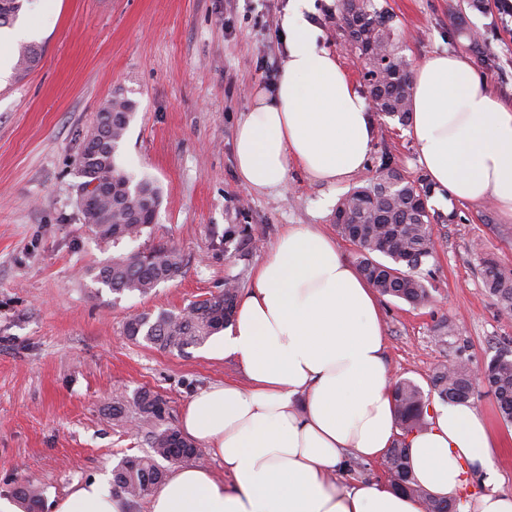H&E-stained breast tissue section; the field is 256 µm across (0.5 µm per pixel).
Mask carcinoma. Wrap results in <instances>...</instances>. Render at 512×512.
<instances>
[{
    "label": "carcinoma",
    "instance_id": "obj_1",
    "mask_svg": "<svg viewBox=\"0 0 512 512\" xmlns=\"http://www.w3.org/2000/svg\"><path fill=\"white\" fill-rule=\"evenodd\" d=\"M24 0H0V28L13 24L23 10ZM339 22L351 48L363 62L364 91L372 98L376 111L405 126L410 120L412 82L409 66L402 55L401 35L393 24V15L375 0H338ZM454 36H464L468 47L480 48L477 32L463 13L449 17ZM40 59V49L28 44L18 49L15 69L31 70ZM135 103L119 94L96 114L94 146L83 143L78 157L83 185L93 182L106 187L93 206L81 209L84 223L101 239L117 245L140 236L153 223L159 205L160 188L150 179L136 178L119 161L118 149L131 123ZM431 187L421 179L411 180L397 167L392 157L381 159L378 176L366 186L353 189L339 199L337 209L344 212L339 225L344 237L360 231L355 243L358 267L383 296L418 307L431 301L422 276V266L433 257L434 242L430 225L435 221L427 207ZM182 257L172 249L159 248L150 262L138 252L120 254L88 271L92 281L109 288L116 297L125 294L146 295L163 280H171L182 269ZM484 284L499 312L512 317V273L502 270L492 259L484 260ZM238 288L234 285L190 304L182 314L161 311L130 318L125 333L132 340H143L163 350L183 353L204 345L212 336L233 322ZM471 361L456 357L453 367L440 365L430 377L428 390L408 379L394 382L397 425L402 434L424 429L431 394L444 402L475 403L471 391ZM487 393L497 404L502 420L512 424V351L497 353L487 362ZM134 404L142 418L154 425L146 441L150 455L122 458L112 470V488L129 502L150 495L165 479L157 458L179 456L199 459L195 442L180 435L172 425H163L169 411L164 399L149 390H141ZM388 481L397 489L423 500L426 512H452L453 503L433 497L413 481L408 470L406 444L400 440L386 457ZM15 496L31 512L40 508L42 492L19 485Z\"/></svg>",
    "mask_w": 512,
    "mask_h": 512
}]
</instances>
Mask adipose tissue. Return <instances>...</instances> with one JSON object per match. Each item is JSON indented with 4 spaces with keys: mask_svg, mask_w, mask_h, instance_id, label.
Wrapping results in <instances>:
<instances>
[{
    "mask_svg": "<svg viewBox=\"0 0 512 512\" xmlns=\"http://www.w3.org/2000/svg\"><path fill=\"white\" fill-rule=\"evenodd\" d=\"M309 0H290L281 20L288 59L275 84L257 89L237 124V175L248 189L283 188L292 167L335 185L367 162L376 120L336 55L318 44ZM409 134L437 194L494 201L512 219V104L473 73L466 57L436 53L412 76ZM378 295L335 241L288 226L238 299L233 324L212 347L234 358L246 386L227 381L194 394L181 430L223 472L186 464L150 496L146 512H425L388 483L346 484L337 472L357 456L376 460L397 428ZM408 434L410 471L439 498L484 481L464 512H512V492L487 474L498 440L473 405L434 406ZM232 485H225V478ZM52 512H128L105 480L77 482Z\"/></svg>",
    "mask_w": 512,
    "mask_h": 512,
    "instance_id": "ef3b65f1",
    "label": "adipose tissue"
}]
</instances>
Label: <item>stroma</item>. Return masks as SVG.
<instances>
[{
    "instance_id": "35a3bbf8",
    "label": "stroma",
    "mask_w": 512,
    "mask_h": 512,
    "mask_svg": "<svg viewBox=\"0 0 512 512\" xmlns=\"http://www.w3.org/2000/svg\"><path fill=\"white\" fill-rule=\"evenodd\" d=\"M338 0H310L308 15L323 47L353 81L361 61L335 20ZM410 34L403 50L412 66L436 52L465 54L474 72L512 102V18L496 0L484 12L466 0H379ZM465 8L486 37L485 53L451 39L449 6ZM288 0H27L21 21L43 49L24 77L0 82V500L31 484L44 491L41 512L74 482L111 475L127 455L147 449L148 424L112 418V400L143 389L166 400L171 424L188 398L219 381H242L233 360L206 348L181 354L127 338L126 322L142 313L180 311L235 280L248 288L265 251L291 224H316L339 253L356 262L325 199L376 178L390 152L409 178L424 177L404 126L379 117L373 151L350 181L310 183L292 170L284 189L256 193L237 175L234 137L256 88L269 87L287 61L280 21ZM123 92L136 111L119 149L122 165L161 189L156 217L143 233L112 246L84 224L78 205L77 159L102 103ZM447 221L433 227L435 251L425 279L429 305L381 298L385 357L392 378L427 386L435 367L463 356L487 362L512 349V317L485 290L482 267L494 259L512 272V222L492 202L428 199ZM248 231L225 244L228 225ZM160 246L183 258L181 273L147 296L115 298L92 283L89 269L117 252ZM455 335L441 340L444 322ZM496 449L495 478L512 491V424L495 400L477 402Z\"/></svg>"
}]
</instances>
